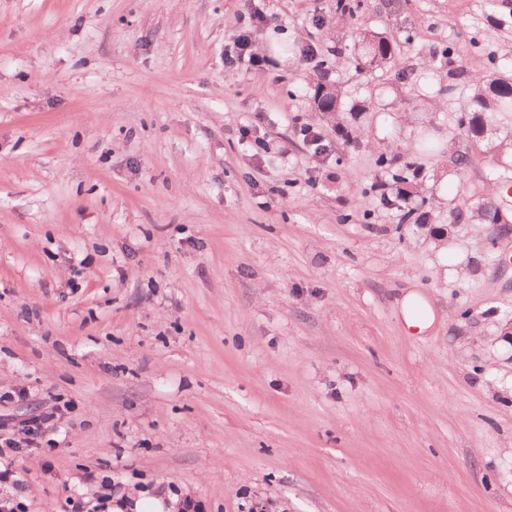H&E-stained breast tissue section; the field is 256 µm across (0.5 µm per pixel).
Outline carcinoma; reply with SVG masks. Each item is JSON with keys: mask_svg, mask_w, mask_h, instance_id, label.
Wrapping results in <instances>:
<instances>
[{"mask_svg": "<svg viewBox=\"0 0 512 512\" xmlns=\"http://www.w3.org/2000/svg\"><path fill=\"white\" fill-rule=\"evenodd\" d=\"M357 46L364 64L374 70H382L391 64L395 57L394 45L385 36L370 30L357 32ZM462 93L461 117L458 126L464 129L465 136L480 143L485 140L489 129L506 126L512 121V70L500 69L496 66L488 68L484 73L473 74L465 79L463 86L450 85L440 88L437 94L452 95L456 91ZM311 100L316 109L327 116V120L335 122L338 114L349 110L362 112L359 105L346 107L342 86L323 77L317 79ZM439 128L433 126L423 131L419 138L410 143L403 151L383 153L379 164L385 166L391 182L398 185L396 197L410 200L414 206L400 214L401 223L412 222L421 224L427 217L426 207L429 205L428 190L409 173V167L397 165L402 154H415L420 150L434 147L435 135ZM492 154L487 182L491 189H497L509 183L512 170L506 167L508 154H512V140L503 139L489 148ZM499 208L491 202H483L471 209V218L479 224H491L496 221Z\"/></svg>", "mask_w": 512, "mask_h": 512, "instance_id": "obj_1", "label": "carcinoma"}]
</instances>
